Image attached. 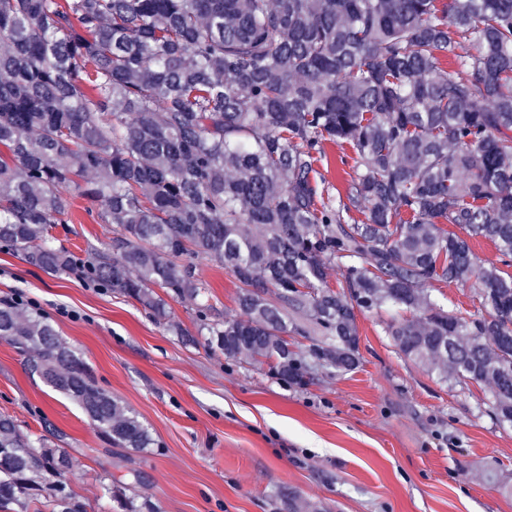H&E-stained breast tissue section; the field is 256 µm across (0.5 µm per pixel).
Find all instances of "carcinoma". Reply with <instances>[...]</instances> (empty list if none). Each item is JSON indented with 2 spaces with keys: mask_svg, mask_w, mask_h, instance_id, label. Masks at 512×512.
Returning a JSON list of instances; mask_svg holds the SVG:
<instances>
[{
  "mask_svg": "<svg viewBox=\"0 0 512 512\" xmlns=\"http://www.w3.org/2000/svg\"><path fill=\"white\" fill-rule=\"evenodd\" d=\"M328 142L356 154L345 202L317 179ZM71 186L117 225L112 255L49 241ZM474 238L512 265V0H0V248L29 264L164 321L154 288L202 297L194 260H215L238 315L207 345L297 384L356 369V312L392 304L399 353L489 386L512 424V275ZM435 283L472 284L479 309L435 307ZM0 338L112 443L154 444L47 317L0 301ZM72 464L0 414V512H84L56 493Z\"/></svg>",
  "mask_w": 512,
  "mask_h": 512,
  "instance_id": "obj_1",
  "label": "carcinoma"
}]
</instances>
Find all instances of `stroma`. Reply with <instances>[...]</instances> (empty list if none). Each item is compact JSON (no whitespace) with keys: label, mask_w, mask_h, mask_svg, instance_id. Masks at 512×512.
<instances>
[{"label":"stroma","mask_w":512,"mask_h":512,"mask_svg":"<svg viewBox=\"0 0 512 512\" xmlns=\"http://www.w3.org/2000/svg\"><path fill=\"white\" fill-rule=\"evenodd\" d=\"M354 158L326 144L318 170L332 198L345 197ZM100 213L73 197L53 244L84 258L109 251L114 227ZM196 274L206 296L170 300L164 325L112 289L0 250V298L46 315L154 439L141 451L113 445L0 339V413L68 451L69 488L86 512H121L124 500L158 512H512V426L488 413L487 387L451 385L398 353L387 326L399 309L358 313L359 367L319 369L300 386L207 346L201 322L234 315L239 288L214 260H197Z\"/></svg>","instance_id":"1"}]
</instances>
